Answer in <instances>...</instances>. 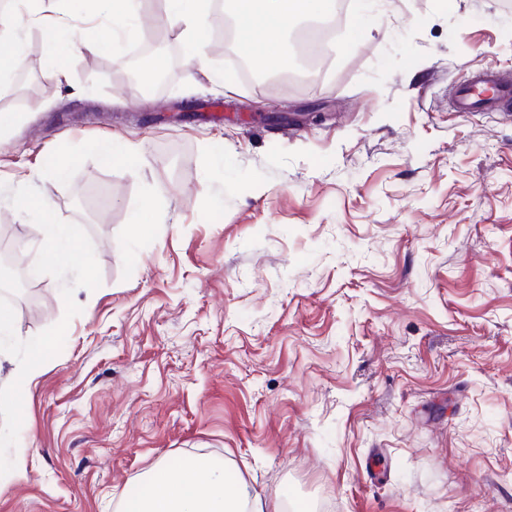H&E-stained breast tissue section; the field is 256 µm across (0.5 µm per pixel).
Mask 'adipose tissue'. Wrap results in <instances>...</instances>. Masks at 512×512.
Masks as SVG:
<instances>
[{"mask_svg":"<svg viewBox=\"0 0 512 512\" xmlns=\"http://www.w3.org/2000/svg\"><path fill=\"white\" fill-rule=\"evenodd\" d=\"M94 17L111 16L117 23L112 32L99 38L86 36L69 21L67 11L42 18L52 41L62 39L80 44L92 53H108L116 43L135 35L136 0H81ZM239 44L251 56L275 66L288 64L290 56L284 37L288 30L314 12L312 0H229ZM166 18L177 28L186 50L188 66L207 67L204 29L207 19L202 0H166ZM120 512H267L260 495L245 485L229 480L223 463L199 455L173 468L159 463L138 479L134 491L120 498Z\"/></svg>","mask_w":512,"mask_h":512,"instance_id":"obj_1","label":"adipose tissue"}]
</instances>
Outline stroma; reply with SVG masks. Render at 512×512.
<instances>
[{
	"label": "stroma",
	"instance_id": "35a3bbf8",
	"mask_svg": "<svg viewBox=\"0 0 512 512\" xmlns=\"http://www.w3.org/2000/svg\"><path fill=\"white\" fill-rule=\"evenodd\" d=\"M348 3L323 74L271 102L213 46L188 76L165 0L139 4L160 91L115 78L126 44L101 68L25 29L46 85L7 106L0 235L40 309L4 300L0 512H116L196 455L287 512H512V112L450 104L512 78V7ZM207 101L223 119L180 117ZM48 223L81 250L47 261ZM488 86L495 89V98L484 105L486 110L509 111L512 107V83L491 71L476 72L466 80L456 92L455 108L461 112H473L481 102L477 92ZM50 339L43 338L32 350V356L26 367L19 374L22 377H32L40 374L51 364Z\"/></svg>",
	"mask_w": 512,
	"mask_h": 512
}]
</instances>
